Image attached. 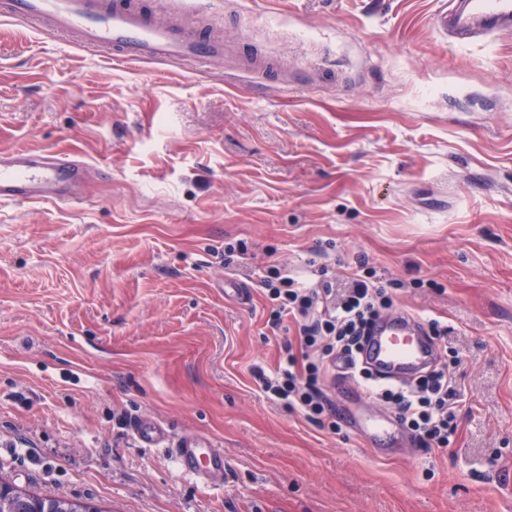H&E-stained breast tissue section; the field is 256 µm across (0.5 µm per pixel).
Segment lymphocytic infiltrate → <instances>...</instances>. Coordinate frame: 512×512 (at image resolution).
I'll return each mask as SVG.
<instances>
[{"label": "lymphocytic infiltrate", "instance_id": "f902f5d3", "mask_svg": "<svg viewBox=\"0 0 512 512\" xmlns=\"http://www.w3.org/2000/svg\"><path fill=\"white\" fill-rule=\"evenodd\" d=\"M271 294L278 302L274 319L292 316L300 327L305 347L314 349L316 358L304 371H296L297 361L286 355L275 375L257 371L262 390L271 398L296 406L309 420L323 424L330 403L318 387L322 374L345 361L350 376L363 382L371 397L389 404L401 425L413 431L419 443L428 449L444 448L457 428L456 382L447 365L410 383L383 385L372 378L359 361L361 340L374 321L393 300L377 281L356 274L337 287L323 289L299 286L295 279L281 278Z\"/></svg>", "mask_w": 512, "mask_h": 512}]
</instances>
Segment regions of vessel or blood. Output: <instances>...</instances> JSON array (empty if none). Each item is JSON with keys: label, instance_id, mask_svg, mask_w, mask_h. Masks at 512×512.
Here are the masks:
<instances>
[{"label": "vessel or blood", "instance_id": "vessel-or-blood-1", "mask_svg": "<svg viewBox=\"0 0 512 512\" xmlns=\"http://www.w3.org/2000/svg\"><path fill=\"white\" fill-rule=\"evenodd\" d=\"M0 17L37 21L45 35H76L82 44L102 50L115 61L157 59L180 63L211 62L225 54L223 42L192 27L159 23L142 0H0ZM496 33L512 30V0H451L432 16L439 31L469 34L467 18ZM87 172L85 163L65 153L0 150V203H70ZM438 357L421 322L400 311L382 316L362 353L364 363L382 379H401L431 366ZM346 424L364 440L391 439L394 418L364 411L347 417ZM133 434L148 448H169L182 474L209 487L224 483L226 463L210 439L188 435L171 439L166 426L141 419Z\"/></svg>", "mask_w": 512, "mask_h": 512}]
</instances>
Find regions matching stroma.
<instances>
[{"mask_svg": "<svg viewBox=\"0 0 512 512\" xmlns=\"http://www.w3.org/2000/svg\"><path fill=\"white\" fill-rule=\"evenodd\" d=\"M436 0H143L287 81L115 62L0 19V149L87 163L74 204H0V478L103 512H512V34L441 39ZM367 262L447 324L457 430L369 445L270 399L292 343L271 269ZM211 438L207 487L133 436Z\"/></svg>", "mask_w": 512, "mask_h": 512, "instance_id": "35a3bbf8", "label": "stroma"}]
</instances>
